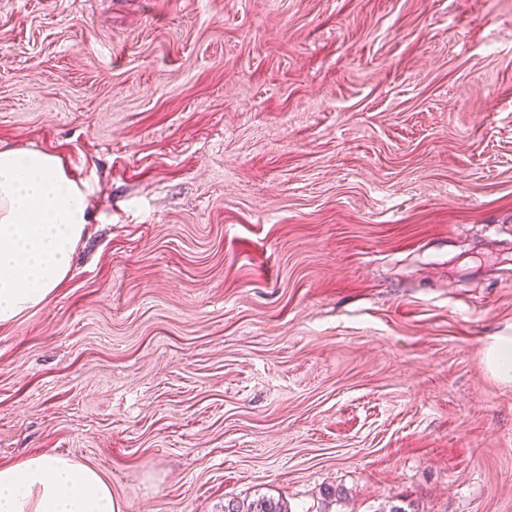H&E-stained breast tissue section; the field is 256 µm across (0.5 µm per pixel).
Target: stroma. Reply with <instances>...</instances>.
<instances>
[{
    "label": "stroma",
    "instance_id": "stroma-1",
    "mask_svg": "<svg viewBox=\"0 0 512 512\" xmlns=\"http://www.w3.org/2000/svg\"><path fill=\"white\" fill-rule=\"evenodd\" d=\"M0 147L92 208L0 325V466L512 512V0H0ZM486 364L501 382L512 384V336H497L486 348Z\"/></svg>",
    "mask_w": 512,
    "mask_h": 512
}]
</instances>
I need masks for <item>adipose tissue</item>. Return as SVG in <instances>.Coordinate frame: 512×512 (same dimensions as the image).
<instances>
[{
  "instance_id": "obj_1",
  "label": "adipose tissue",
  "mask_w": 512,
  "mask_h": 512,
  "mask_svg": "<svg viewBox=\"0 0 512 512\" xmlns=\"http://www.w3.org/2000/svg\"><path fill=\"white\" fill-rule=\"evenodd\" d=\"M90 221L89 190L60 158L0 149V324L43 305L66 279ZM0 512H120L95 468L54 454L0 467Z\"/></svg>"
}]
</instances>
